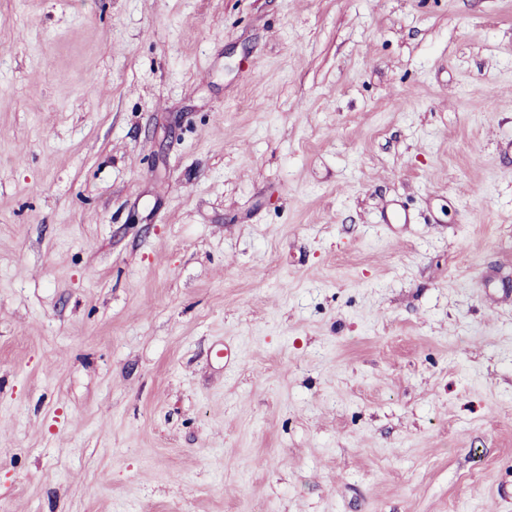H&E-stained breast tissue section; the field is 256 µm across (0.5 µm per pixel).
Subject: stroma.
I'll list each match as a JSON object with an SVG mask.
<instances>
[{"mask_svg": "<svg viewBox=\"0 0 512 512\" xmlns=\"http://www.w3.org/2000/svg\"><path fill=\"white\" fill-rule=\"evenodd\" d=\"M0 512H512V0H0Z\"/></svg>", "mask_w": 512, "mask_h": 512, "instance_id": "35a3bbf8", "label": "stroma"}]
</instances>
